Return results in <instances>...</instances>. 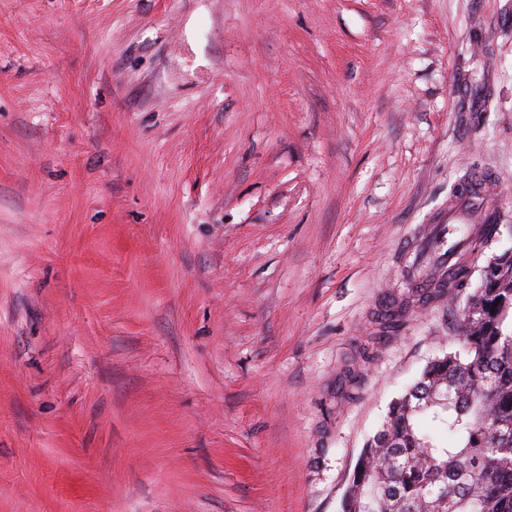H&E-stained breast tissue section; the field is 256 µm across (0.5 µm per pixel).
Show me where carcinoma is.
<instances>
[{
	"mask_svg": "<svg viewBox=\"0 0 512 512\" xmlns=\"http://www.w3.org/2000/svg\"><path fill=\"white\" fill-rule=\"evenodd\" d=\"M461 348L392 401L339 512H512V252L469 288ZM498 306H493V303Z\"/></svg>",
	"mask_w": 512,
	"mask_h": 512,
	"instance_id": "carcinoma-1",
	"label": "carcinoma"
}]
</instances>
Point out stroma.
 Here are the masks:
<instances>
[{
    "label": "stroma",
    "mask_w": 512,
    "mask_h": 512,
    "mask_svg": "<svg viewBox=\"0 0 512 512\" xmlns=\"http://www.w3.org/2000/svg\"><path fill=\"white\" fill-rule=\"evenodd\" d=\"M482 173L479 269L512 0H0V512H337L459 348L466 292L381 313Z\"/></svg>",
    "instance_id": "stroma-1"
}]
</instances>
